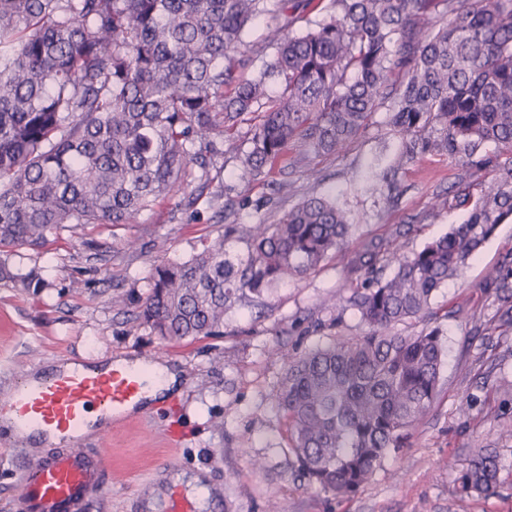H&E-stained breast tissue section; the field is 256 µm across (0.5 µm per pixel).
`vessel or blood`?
Masks as SVG:
<instances>
[{"label":"vessel or blood","instance_id":"vessel-or-blood-1","mask_svg":"<svg viewBox=\"0 0 512 512\" xmlns=\"http://www.w3.org/2000/svg\"><path fill=\"white\" fill-rule=\"evenodd\" d=\"M144 385L141 375L96 369L52 374L23 381L0 400V413L20 424L17 438L40 425L56 432L66 452L34 460L26 469L20 492L21 512H76L97 488L107 467L102 451L83 447L81 428L89 410L104 413L134 402Z\"/></svg>","mask_w":512,"mask_h":512}]
</instances>
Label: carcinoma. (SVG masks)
<instances>
[{
	"mask_svg": "<svg viewBox=\"0 0 512 512\" xmlns=\"http://www.w3.org/2000/svg\"><path fill=\"white\" fill-rule=\"evenodd\" d=\"M0 0V248L42 246L64 228L131 224L175 188L208 180L211 134L262 113L243 151L259 176L297 137L334 152L392 99L388 124L402 157L424 154L482 168L486 142L512 153V0ZM273 37L239 54L248 22ZM300 35H290L299 22ZM262 60L254 79L239 71ZM399 82L393 83V73ZM282 95L267 97L272 83ZM232 94L224 95V88ZM508 177L448 208L468 218L411 257L369 241L351 267L347 304L368 331L302 355L277 352L276 403L309 483L338 496L366 484L408 445L440 393L444 352L431 301L512 218ZM336 203L309 197L273 224H254L247 260L224 257L219 237L186 262L154 269L140 318L162 339L214 336L236 302L314 270L349 241ZM393 266L382 276L381 262ZM512 302V265L485 285ZM495 448H478L455 479L462 495L501 483Z\"/></svg>",
	"mask_w": 512,
	"mask_h": 512,
	"instance_id": "1",
	"label": "carcinoma"
}]
</instances>
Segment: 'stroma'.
I'll use <instances>...</instances> for the list:
<instances>
[{"label": "stroma", "mask_w": 512, "mask_h": 512, "mask_svg": "<svg viewBox=\"0 0 512 512\" xmlns=\"http://www.w3.org/2000/svg\"><path fill=\"white\" fill-rule=\"evenodd\" d=\"M387 116L380 106L330 154L290 140L272 169L254 178L240 164L260 119L250 114L213 134L220 152L207 185L179 187L133 224L68 228L36 250H0V266L32 279L25 288L12 276L0 278V385L54 362L98 364L139 353L187 374L178 394L123 414L105 440L88 437V447L106 451L109 468L79 512H147L152 495L156 512H166L174 477L182 473L203 475L215 491L196 512H512V398L498 392L512 383V327H503L501 302L482 288L492 271L512 261V222L500 224L434 300L445 313L441 392L407 448L385 459L354 495L339 497L310 486L287 445L275 406L280 354L363 335L357 313L345 305L348 270L363 242L413 255L466 219V209L443 204L452 187L464 184L477 194L505 175L426 154L399 169V198L387 201L386 184L367 179L372 163L390 165L402 150ZM312 195L335 199L352 225L348 246L313 272L275 285L264 306L228 310L219 336L168 342L140 319L156 265L187 261L219 237L227 258L246 259L249 225L272 223ZM229 209L240 220L238 233L228 236ZM476 448L498 449L504 465L500 486L487 497L456 491L457 473ZM27 463L12 439L0 436V512H21L18 482Z\"/></svg>", "instance_id": "35a3bbf8"}]
</instances>
